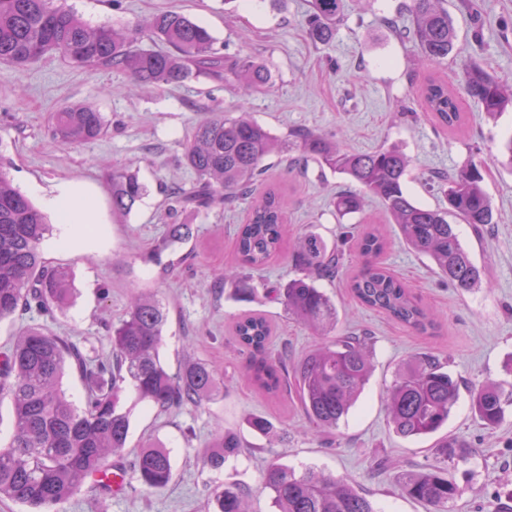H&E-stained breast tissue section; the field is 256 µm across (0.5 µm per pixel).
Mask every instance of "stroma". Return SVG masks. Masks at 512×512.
Instances as JSON below:
<instances>
[{
	"label": "stroma",
	"instance_id": "1",
	"mask_svg": "<svg viewBox=\"0 0 512 512\" xmlns=\"http://www.w3.org/2000/svg\"><path fill=\"white\" fill-rule=\"evenodd\" d=\"M411 0H346L335 38L314 42L307 31L309 0H65L90 26L128 28L152 15L174 10L206 27L216 48L249 57L271 73L270 90L241 97L235 83L191 77L177 85L137 86L113 69H76L48 54L27 67H0V160L22 194L31 185L51 189L79 182L97 193L104 222L94 241L82 249L57 247V232L42 243L43 258L71 270L69 305L47 316L33 310L0 320V351L29 328L69 337L88 358L109 356L106 322L126 311L131 291L155 295L168 311L160 358L171 372L191 362L215 366L223 395L199 408L161 411L138 401L131 388L121 393L131 428L122 458L128 467L137 448L164 445L171 452L174 475L163 489L141 486L127 474L118 497L84 487L49 512H206L207 485L234 480L249 492L252 512H273L262 475L279 461L303 470L314 467L369 494L381 512H427L403 493L400 467L422 470L434 463L436 436L403 438L389 423L382 397L399 366L419 352H430L460 382V394L442 433L476 448L466 462L449 464L448 473L462 488L452 512H512V413L496 428L475 415L469 390L488 382L508 383L512 374V164L504 144L512 137V108L488 118L470 98H463L464 127L449 134L436 128L419 97L424 72L417 45L404 36L411 25ZM456 33V50L435 70L458 89L460 66L479 64L512 86V0H447ZM89 104L109 123L105 137L75 147L53 142L46 133L51 112L65 105ZM249 112L253 120L286 139V154L274 156L268 183L280 187L287 201L285 252L252 274L256 297L238 301L232 284L216 282V271L237 264L234 234L248 202L178 214L192 224L185 244L191 257L160 251L173 218L168 215L173 189L191 191L195 176L182 162L194 128L220 110ZM304 130L339 141L342 147L369 153L399 147L410 159L408 191L430 207L445 206L436 178L454 174L468 163L482 166L484 188L494 222L482 233L471 225L456 230L472 260L484 272L480 288L463 291L439 276L431 262L402 239L380 202L367 198L357 214L339 216L333 197L354 190L345 176L323 169L302 154L292 132ZM137 173L147 192L130 213L113 214V168ZM377 226L388 246L384 267L421 302L436 312L435 335L417 336L385 314L362 306L348 288L359 267L357 234ZM311 232L341 256L335 278L319 285L337 309L336 334L367 331L371 336L372 375L348 416L334 434L317 431L302 413L295 395L264 394L244 374L246 356L231 336L238 315L259 313L273 325L272 349L295 362L322 339L283 306L270 289L296 277L287 253L297 234ZM174 263L170 275L161 267ZM251 415L269 419L277 432L267 438L245 425ZM239 432L246 454L220 471L202 468L199 456L217 428Z\"/></svg>",
	"mask_w": 512,
	"mask_h": 512
}]
</instances>
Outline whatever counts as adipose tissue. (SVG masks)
I'll return each instance as SVG.
<instances>
[{"label": "adipose tissue", "instance_id": "obj_1", "mask_svg": "<svg viewBox=\"0 0 512 512\" xmlns=\"http://www.w3.org/2000/svg\"><path fill=\"white\" fill-rule=\"evenodd\" d=\"M41 197L57 217L60 226L57 244L60 247H73L82 237V225L98 221L97 199L80 185L63 182L42 192Z\"/></svg>", "mask_w": 512, "mask_h": 512}]
</instances>
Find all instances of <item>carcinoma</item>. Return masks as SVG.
<instances>
[{"label": "carcinoma", "instance_id": "cac0c4a2", "mask_svg": "<svg viewBox=\"0 0 512 512\" xmlns=\"http://www.w3.org/2000/svg\"><path fill=\"white\" fill-rule=\"evenodd\" d=\"M344 0H311L309 36L328 43L336 36ZM442 0H412L413 27L423 61L439 65L456 40ZM162 45L144 49L143 40ZM54 53L68 65L122 71L144 85H172L193 75L217 81L235 79L244 92L272 85L268 69L249 58H230L214 47L210 32L187 15L167 11L133 28L90 27L61 0H0V66L21 68ZM465 94L494 117L512 105V90L477 64L461 66ZM427 111L442 128L461 125L463 112L448 84L428 77L421 87ZM103 114L85 104L65 106L50 114L48 133L59 144L73 146L102 137ZM301 151L330 170L347 176L357 192L338 195L334 208L341 215L362 211L365 198H377L398 225L405 243L430 257L440 273L458 288H477L482 271L462 245L452 215L478 229L492 223L490 198L483 187L482 167L469 164L448 176L443 193L448 207L431 209L416 203L405 191L409 158L391 146L371 153L341 147L317 134L301 138ZM288 149L286 141L242 112L218 113L197 125L184 147L183 162L197 176L188 195L173 193L178 207L170 211L197 212L251 199L235 236L237 270L221 277L235 285L240 298L252 299L256 288L247 272L260 270L284 248L285 212L279 189L264 185L265 161ZM146 194L139 177L122 168L112 171V209L126 214ZM51 225L41 211L14 185L0 164V319L32 307L45 315L64 309L70 300V272L49 266L40 245ZM170 243L192 238V225L170 224ZM361 268L350 277L352 295L364 306L384 313L409 330L427 335L436 331V317L378 258L385 239L369 230L358 239ZM291 261L302 276L276 289V299L288 314L325 335L336 324V304L316 279L336 276L340 257L318 236H304ZM168 313L155 297L133 293L125 314L110 327L112 352L105 360H89L71 340L30 328L0 354V399H10L13 435L0 448V498L28 512L62 504L78 494L93 476L106 475L112 458L125 450L130 432L129 413L120 409L122 385L130 383L138 399L161 410L171 406L198 408L210 402L222 383L208 364L194 362L171 374L159 356ZM233 335L248 352L247 370L267 394L293 391L305 416L331 432L347 416L366 384L371 363L368 333L338 336L288 363L271 349L272 328L265 316L248 313L234 324ZM80 373L85 385L84 407L70 401L61 389L66 368ZM459 393V383L435 356H413L396 372L386 393L388 418L402 437L436 433L447 421ZM472 405L489 428L501 424L512 406V386L485 383L471 391ZM476 452L455 439L439 442L435 462L427 468L405 469L397 476L406 495L433 512H450L462 489L448 475V462L465 461ZM242 454L240 438L222 428L199 457L202 467L220 470ZM142 485L161 489L173 476L170 452L162 445L141 448L132 464ZM263 486L275 512H377L366 494L345 480L312 467L298 473L273 462L264 471ZM247 491L237 483H215L207 495L208 512H249Z\"/></svg>", "mask_w": 512, "mask_h": 512}]
</instances>
